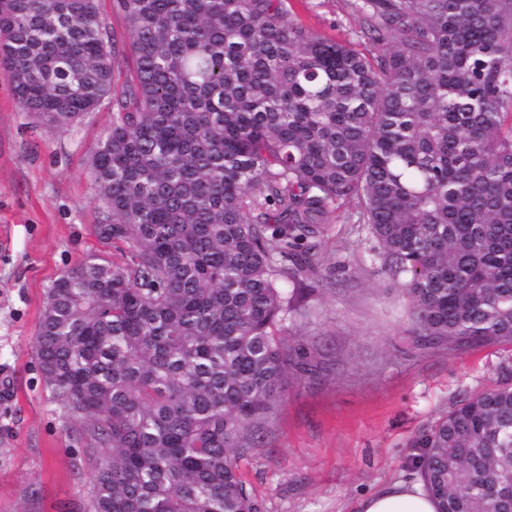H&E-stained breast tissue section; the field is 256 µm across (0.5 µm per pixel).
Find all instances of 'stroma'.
<instances>
[{"mask_svg":"<svg viewBox=\"0 0 512 512\" xmlns=\"http://www.w3.org/2000/svg\"><path fill=\"white\" fill-rule=\"evenodd\" d=\"M310 31L367 48L356 0H288ZM111 108L64 131L39 126L0 77V512H84L94 473L75 424L44 385L34 343L48 284L87 255L125 264L106 245L88 156ZM354 207L329 224L321 276L307 279V327L324 346L316 381L289 378L261 447L239 461L261 512H354L364 494L411 475L420 431L457 398L512 370V346L448 353L413 345L401 281L372 263Z\"/></svg>","mask_w":512,"mask_h":512,"instance_id":"35a3bbf8","label":"stroma"}]
</instances>
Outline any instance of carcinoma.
<instances>
[{"label":"carcinoma","mask_w":512,"mask_h":512,"mask_svg":"<svg viewBox=\"0 0 512 512\" xmlns=\"http://www.w3.org/2000/svg\"><path fill=\"white\" fill-rule=\"evenodd\" d=\"M288 0H0V76L50 130L112 104L91 256L47 286L42 380L96 459L88 512H260L239 459L322 354L302 276L346 203L418 345L512 344V0H359L367 52ZM282 279L294 288L279 286ZM438 512L512 497V381L419 435ZM499 479L496 496L486 477ZM100 11L109 25L114 29L120 44L129 42L130 34L121 15L113 8V0H100Z\"/></svg>","instance_id":"cac0c4a2"}]
</instances>
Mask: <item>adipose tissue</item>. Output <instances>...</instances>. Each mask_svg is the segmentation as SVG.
<instances>
[{
  "instance_id": "adipose-tissue-1",
  "label": "adipose tissue",
  "mask_w": 512,
  "mask_h": 512,
  "mask_svg": "<svg viewBox=\"0 0 512 512\" xmlns=\"http://www.w3.org/2000/svg\"><path fill=\"white\" fill-rule=\"evenodd\" d=\"M435 499L420 477L400 479L361 497L356 512H437Z\"/></svg>"
}]
</instances>
